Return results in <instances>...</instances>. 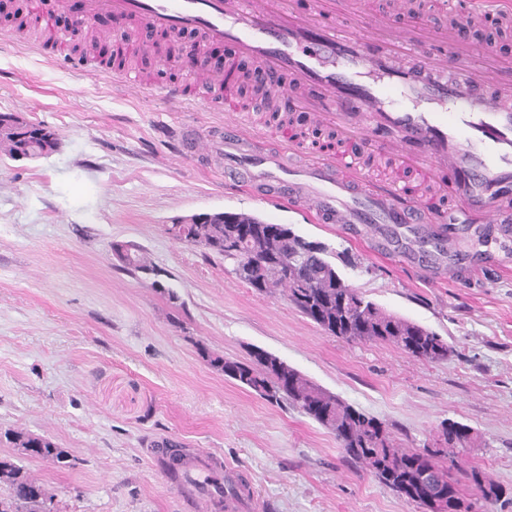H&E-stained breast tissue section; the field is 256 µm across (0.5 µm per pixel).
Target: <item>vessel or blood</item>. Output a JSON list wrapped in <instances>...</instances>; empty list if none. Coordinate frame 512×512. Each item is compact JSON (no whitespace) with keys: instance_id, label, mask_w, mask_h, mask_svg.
<instances>
[{"instance_id":"obj_1","label":"vessel or blood","mask_w":512,"mask_h":512,"mask_svg":"<svg viewBox=\"0 0 512 512\" xmlns=\"http://www.w3.org/2000/svg\"><path fill=\"white\" fill-rule=\"evenodd\" d=\"M82 19L109 14L130 23L113 35L123 58L156 52L163 37L189 31L188 61L212 43L237 50L222 69L191 70L199 98L225 119L209 137L179 132L180 152L214 158L225 184L287 204L318 224L413 229L422 260L448 255L442 224L512 225V76L474 66L454 46L460 30L486 20L512 28V0H445L446 26L420 33L415 0L361 11L355 0H82ZM31 26L51 33L47 0H27ZM268 74L262 97L278 112L272 143L235 93L238 59ZM167 475L224 481L237 494L210 512H262L235 469L198 468L158 456Z\"/></svg>"}]
</instances>
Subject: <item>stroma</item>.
Here are the masks:
<instances>
[{
	"mask_svg": "<svg viewBox=\"0 0 512 512\" xmlns=\"http://www.w3.org/2000/svg\"><path fill=\"white\" fill-rule=\"evenodd\" d=\"M459 46L472 64L488 49L512 70L511 28L484 23ZM185 80L173 59L149 80L152 95L135 94L111 68L74 69L0 18V113L50 127L60 142L44 158L0 155V458L44 485L53 512H196L152 454L167 438L246 474L268 512H419L299 408L225 380L211 363L261 348L383 420L398 447L430 449L442 422L469 425L479 440L463 459L503 489L479 512H512V237L484 224L481 245L449 230L440 274L413 245L379 255L339 225L225 185L166 137L224 120L193 92L180 105L164 97ZM214 211L323 243L345 282L441 336L448 359L332 336L285 292L254 290L231 261L167 232ZM116 244L141 249L150 272L127 270ZM9 430L50 438L72 467L20 455Z\"/></svg>",
	"mask_w": 512,
	"mask_h": 512,
	"instance_id": "stroma-1",
	"label": "stroma"
}]
</instances>
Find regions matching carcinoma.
Returning a JSON list of instances; mask_svg holds the SVG:
<instances>
[{"mask_svg":"<svg viewBox=\"0 0 512 512\" xmlns=\"http://www.w3.org/2000/svg\"><path fill=\"white\" fill-rule=\"evenodd\" d=\"M18 137L13 144L0 143V153L15 159L17 155L13 150H22L36 142L34 155L40 157L51 154L59 144L55 131L46 126L21 132ZM239 217L248 222L244 236L233 235L240 231L238 224H191L186 226L184 242L201 245L203 249L233 261L239 278L259 292L285 291L297 310L317 325L324 326L321 321L324 316L338 319L342 339L389 342L411 357L431 362L448 359V343L440 336L423 328L410 333L407 319L366 300L335 277L326 261L311 262L302 254L299 257L300 280H288V271L278 268L271 254L288 249L298 251L304 238L290 228L288 232L292 238L286 240L282 230L274 224L242 213ZM239 245L255 253L261 263L255 266L242 264L230 252V247ZM224 377L271 402L284 399L301 409L335 435L346 457L361 464L382 485L415 504L422 512H458L464 506L450 471L460 468L456 462L454 438L473 432L470 426L452 422L450 428L443 430L448 445L444 456L448 464L441 466L432 462V473L423 477L419 473L427 465L423 453L395 447L384 422L317 386L278 357L265 351L263 356L254 355L249 361L237 360L232 368L224 371ZM5 438L15 448H31L34 456L50 458L64 468L71 466L68 452L46 437L13 431L5 434ZM465 475L484 500L499 497V485L485 477L479 468L473 466ZM0 484L10 491L8 501L0 500V512H46V503L50 500L46 489L27 476L15 462L0 459Z\"/></svg>","mask_w":512,"mask_h":512,"instance_id":"cac0c4a2","label":"carcinoma"}]
</instances>
